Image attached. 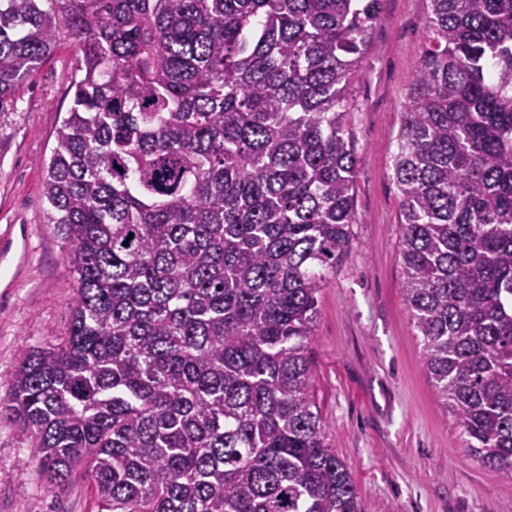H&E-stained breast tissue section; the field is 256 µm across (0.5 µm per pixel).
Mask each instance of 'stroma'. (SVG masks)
Instances as JSON below:
<instances>
[{"label":"stroma","mask_w":512,"mask_h":512,"mask_svg":"<svg viewBox=\"0 0 512 512\" xmlns=\"http://www.w3.org/2000/svg\"><path fill=\"white\" fill-rule=\"evenodd\" d=\"M427 0H382L350 86L357 222L317 297L311 390L326 442L351 472L359 512H512V473L470 456L423 370L402 289L392 180L401 103L418 64ZM79 52L61 37L0 116V400L32 347L67 336L76 282L42 195L56 130L73 100ZM34 443L0 424V512H99L81 475L50 486Z\"/></svg>","instance_id":"obj_1"}]
</instances>
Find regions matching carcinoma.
I'll use <instances>...</instances> for the list:
<instances>
[{"label":"carcinoma","instance_id":"obj_1","mask_svg":"<svg viewBox=\"0 0 512 512\" xmlns=\"http://www.w3.org/2000/svg\"><path fill=\"white\" fill-rule=\"evenodd\" d=\"M0 0V113L81 56L46 168L69 335L0 403L101 512H358L308 345L357 223L351 75L381 0ZM393 181L424 370L512 472V0H427Z\"/></svg>","mask_w":512,"mask_h":512}]
</instances>
